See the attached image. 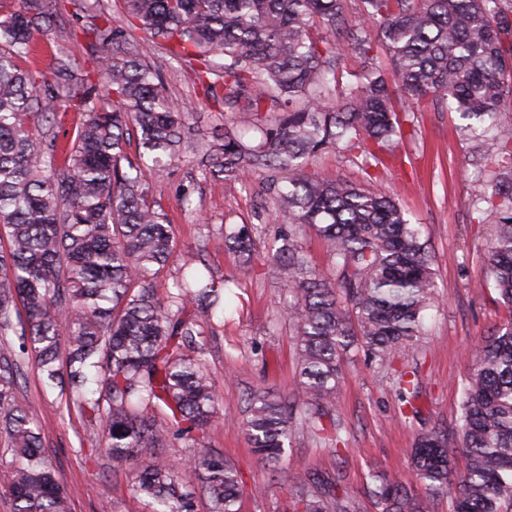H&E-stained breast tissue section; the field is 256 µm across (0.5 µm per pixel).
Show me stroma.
I'll list each match as a JSON object with an SVG mask.
<instances>
[{
  "mask_svg": "<svg viewBox=\"0 0 512 512\" xmlns=\"http://www.w3.org/2000/svg\"><path fill=\"white\" fill-rule=\"evenodd\" d=\"M100 8L115 20L123 18V0H70L53 33H34L40 47L36 66L46 69L63 58L73 66L90 67L91 48L82 29ZM152 61L172 97L194 104L192 118L202 132L225 122L242 123L241 114L201 102L200 88L167 57L158 53ZM413 121L415 139L398 147L395 163L376 180L365 181L342 154L328 151L316 160L323 175L366 182L368 189L399 202L429 244L438 292L419 348L405 358L421 377L422 389L415 401L420 420L401 419L391 375L358 347L342 365L336 398L340 448L321 445L301 430L279 463L285 474L301 468L324 478L340 477L342 490L356 497L362 496L376 473L397 475L415 494L425 495L424 484L410 467L409 453L418 434L434 426L448 434L456 473L465 471L467 458L456 430L461 384L476 363L475 343L512 318L483 277L495 226L479 222L473 211L476 170L470 144L457 131L458 114L428 100L414 113ZM263 179L258 171L246 183L227 184L190 161L149 178L151 197L175 226L176 257H202L217 275L238 280L237 287L226 293L223 310L208 315L214 334L203 356L221 397V420L192 439L176 440L168 453L179 459L196 448L210 449L234 463L242 477L240 512H282L288 498L287 481L271 483L269 468L253 453L239 424L250 392L269 391L284 397L294 388L293 330L284 316L288 287L267 261L268 251L280 245L282 227L262 197ZM185 188L192 191L187 205L180 195ZM228 220L257 226L250 259L225 246ZM25 373L23 403L44 429L46 451L67 490L71 512H102L106 499L112 503V512H147L131 490L132 465L112 464L104 440L94 435L83 417L60 407L56 390L43 385L34 363H27Z\"/></svg>",
  "mask_w": 512,
  "mask_h": 512,
  "instance_id": "35a3bbf8",
  "label": "stroma"
}]
</instances>
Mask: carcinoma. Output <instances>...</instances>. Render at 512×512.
<instances>
[{
    "label": "carcinoma",
    "mask_w": 512,
    "mask_h": 512,
    "mask_svg": "<svg viewBox=\"0 0 512 512\" xmlns=\"http://www.w3.org/2000/svg\"><path fill=\"white\" fill-rule=\"evenodd\" d=\"M125 0L127 25L105 16L84 34L95 40L98 82L65 64L27 66L32 30L49 32L58 0H21L0 17V443L11 461L0 487L13 512H71L48 460L42 427L21 401L23 360L34 358L61 403L90 419L119 466L150 453L133 491L150 512H194L199 481L210 512H239L242 480L219 455L197 451L181 470L173 440L215 425L218 392L202 356L204 322L188 307L221 306L235 283L202 260L182 259L174 288L160 298L152 280L173 258L175 228L150 197L148 174L201 154L213 178L242 183L270 172L266 192L286 226L272 260L288 283L285 318L294 328L296 377L289 397L254 391L242 426L273 476L303 426L335 445L343 354L354 344L383 370L414 352L435 295L426 242L391 197L329 179L313 158L337 151L368 171L396 155L407 114L431 98L459 113L474 141V207L496 224L484 262L488 282L512 308V0ZM377 24L391 67L375 63L365 30ZM144 34L124 47L126 26ZM163 50L190 68L208 100L245 112L259 133L245 142L234 126L207 142L193 106L169 97L151 64ZM361 73L339 71L348 53ZM79 113L75 137L59 152L58 112ZM137 155H128L131 131ZM310 229L327 244L328 277L297 239ZM253 229L224 225L225 245L253 251ZM419 371L399 372L401 413L413 420ZM467 469L457 477L455 512H512V320L477 344L460 397ZM444 431L422 433L411 452L429 494L376 474L366 494L376 512H433L451 484ZM285 512H358L307 470L288 475Z\"/></svg>",
    "instance_id": "carcinoma-1"
}]
</instances>
